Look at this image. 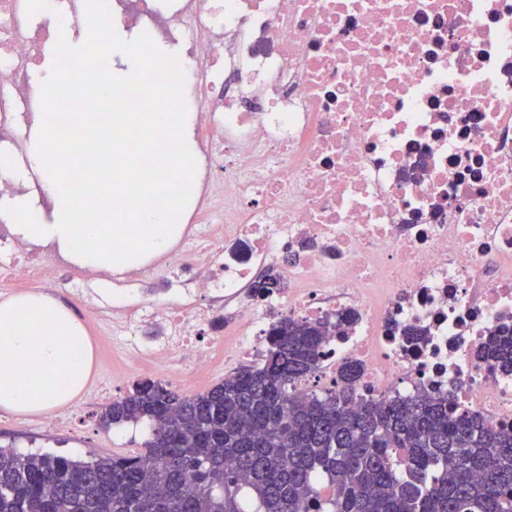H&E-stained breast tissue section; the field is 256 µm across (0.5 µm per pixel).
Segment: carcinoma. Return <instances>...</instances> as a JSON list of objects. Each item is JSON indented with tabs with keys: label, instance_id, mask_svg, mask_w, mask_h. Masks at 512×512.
<instances>
[{
	"label": "carcinoma",
	"instance_id": "cac0c4a2",
	"mask_svg": "<svg viewBox=\"0 0 512 512\" xmlns=\"http://www.w3.org/2000/svg\"><path fill=\"white\" fill-rule=\"evenodd\" d=\"M280 287L267 271L257 295ZM323 327L283 318L262 366L244 365L187 396L138 382L101 426L147 421L143 455L77 461L0 448V512H512V429L459 413L448 394H356L359 366L317 393ZM334 485L328 499L317 480Z\"/></svg>",
	"mask_w": 512,
	"mask_h": 512
}]
</instances>
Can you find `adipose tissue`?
Returning <instances> with one entry per match:
<instances>
[{
  "mask_svg": "<svg viewBox=\"0 0 512 512\" xmlns=\"http://www.w3.org/2000/svg\"><path fill=\"white\" fill-rule=\"evenodd\" d=\"M71 120L70 113L49 112L35 123L27 141L29 167L0 160V177L16 182L36 170L51 211H43L30 196L17 194L0 202V222L10 224L23 242L56 246L84 269L139 265L164 251L182 227L175 222V211L151 210L157 183L142 182L130 206L114 207L108 221L101 216L96 196H89L84 208L76 207L71 192L56 176L62 161L50 147L51 137L68 132ZM87 123L100 135L108 134L116 124L140 128L139 146L116 141L111 158L91 159V167L101 174L108 172L115 158L134 171L146 159L153 167L164 168L165 156L152 150L158 134L164 132L176 137L180 150L188 148L186 117L180 112L156 113L150 124L137 112H94ZM118 229L127 231L129 247L116 255L109 243ZM93 362L86 329L62 299L28 290L0 302L1 408L25 415L64 405L81 392Z\"/></svg>",
  "mask_w": 512,
  "mask_h": 512,
  "instance_id": "obj_1",
  "label": "adipose tissue"
}]
</instances>
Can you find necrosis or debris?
Instances as JSON below:
<instances>
[{"label":"necrosis or debris","instance_id":"necrosis-or-debris-1","mask_svg":"<svg viewBox=\"0 0 512 512\" xmlns=\"http://www.w3.org/2000/svg\"><path fill=\"white\" fill-rule=\"evenodd\" d=\"M0 0V146L39 114L30 74L84 0ZM114 22L182 45L195 159L185 229L156 262L114 274L103 335L137 372L192 387L257 359L277 318L335 321L306 389L359 364L364 397L423 388L512 427V372L484 358L512 332V0H112ZM52 148L84 205L78 158L106 152L74 129ZM281 289L255 295L258 272ZM48 247L0 224V290L64 289L92 302ZM425 335L416 344L404 331Z\"/></svg>","mask_w":512,"mask_h":512}]
</instances>
